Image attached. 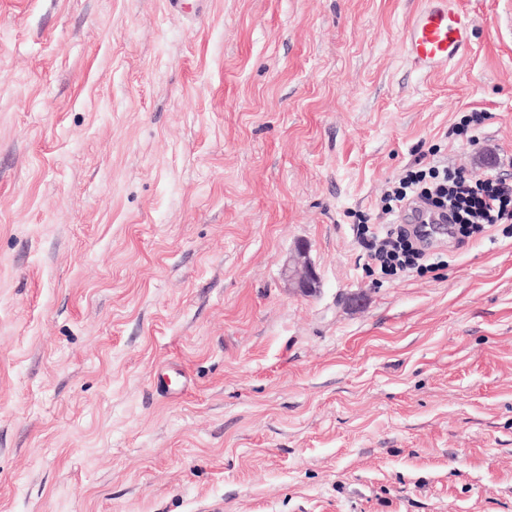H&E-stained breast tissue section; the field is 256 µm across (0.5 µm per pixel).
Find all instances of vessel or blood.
<instances>
[{
    "instance_id": "1",
    "label": "vessel or blood",
    "mask_w": 512,
    "mask_h": 512,
    "mask_svg": "<svg viewBox=\"0 0 512 512\" xmlns=\"http://www.w3.org/2000/svg\"><path fill=\"white\" fill-rule=\"evenodd\" d=\"M472 23L457 0H423L422 8L404 32L406 53L420 72L447 69L468 48Z\"/></svg>"
}]
</instances>
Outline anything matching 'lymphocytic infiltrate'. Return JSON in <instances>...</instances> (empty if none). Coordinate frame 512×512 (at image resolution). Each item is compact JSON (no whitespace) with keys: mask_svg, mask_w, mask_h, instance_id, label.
Wrapping results in <instances>:
<instances>
[{"mask_svg":"<svg viewBox=\"0 0 512 512\" xmlns=\"http://www.w3.org/2000/svg\"><path fill=\"white\" fill-rule=\"evenodd\" d=\"M419 204L430 214L450 217L463 235L489 232L512 224V182L444 161L424 171H408L385 192L377 223L357 231L368 262L380 272L424 270L428 254L421 231L399 222L403 211Z\"/></svg>","mask_w":512,"mask_h":512,"instance_id":"lymphocytic-infiltrate-1","label":"lymphocytic infiltrate"}]
</instances>
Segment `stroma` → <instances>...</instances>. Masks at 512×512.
Instances as JSON below:
<instances>
[{"instance_id":"1","label":"stroma","mask_w":512,"mask_h":512,"mask_svg":"<svg viewBox=\"0 0 512 512\" xmlns=\"http://www.w3.org/2000/svg\"><path fill=\"white\" fill-rule=\"evenodd\" d=\"M458 2L423 74L422 0H0V512H512V235L353 233L431 147L512 181V0ZM472 23L457 0H423L422 8L404 32L406 53L422 73L447 69L469 47ZM283 277L288 288L304 295L315 293L320 288V276L306 244L298 243L289 254L283 267Z\"/></svg>"}]
</instances>
